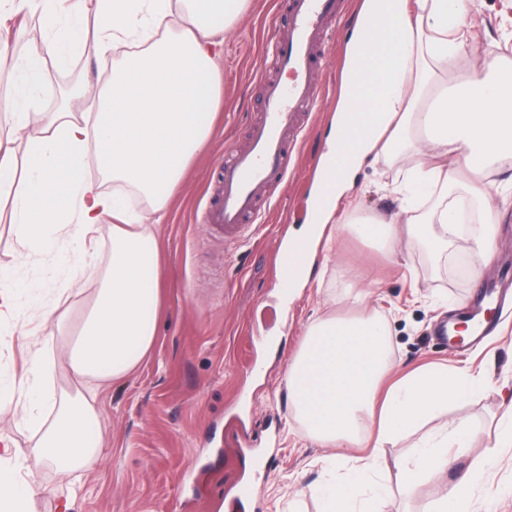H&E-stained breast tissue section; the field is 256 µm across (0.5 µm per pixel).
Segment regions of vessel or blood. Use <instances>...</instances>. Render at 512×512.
<instances>
[{"mask_svg":"<svg viewBox=\"0 0 512 512\" xmlns=\"http://www.w3.org/2000/svg\"><path fill=\"white\" fill-rule=\"evenodd\" d=\"M342 0H285L287 32L268 43L278 70L291 74L289 86L263 84V108L250 127L248 152H227L221 181V203L210 210L208 222L225 236L237 235L247 219L259 216L257 201L267 187L283 181L293 149L302 134V109L319 97L310 79L319 68L328 44L330 20L341 14Z\"/></svg>","mask_w":512,"mask_h":512,"instance_id":"b4317fda","label":"vessel or blood"}]
</instances>
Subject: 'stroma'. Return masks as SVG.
Instances as JSON below:
<instances>
[{
    "instance_id": "35a3bbf8",
    "label": "stroma",
    "mask_w": 512,
    "mask_h": 512,
    "mask_svg": "<svg viewBox=\"0 0 512 512\" xmlns=\"http://www.w3.org/2000/svg\"><path fill=\"white\" fill-rule=\"evenodd\" d=\"M276 2L251 0L246 16L224 35V92L215 132L190 162L164 223L155 227L162 242L164 286L155 344L130 376L102 396L104 452L84 477L73 512H220L245 481L254 491L239 512H317L314 492L328 478L329 451L304 436L294 420L286 373L306 326L318 317L348 312L351 288L368 290L369 306L387 317L394 374L425 363H474L491 378L490 390L449 407L428 424L438 431L465 420L478 432L469 447L454 449L456 466L444 478L420 480L406 491L394 461L408 453L418 435L381 448L382 477L394 493L390 512H429L460 469L493 442L505 402L512 398V307L499 313L496 332L477 347L452 350L435 333L440 321L466 311L483 286L512 282L506 266L512 260L511 194L495 199L502 214L497 251L481 277L471 276L462 258L434 260L410 240L391 255L344 236L333 253H318L315 269L322 280H310L291 295L281 286V249L289 233L309 221L346 47L364 0H345L327 58L312 73L320 98L305 120L271 212L233 240L207 226L224 154L247 149L251 120L262 109L265 46L288 26ZM501 10L502 0H484L473 20L477 58L512 62V49L495 46ZM6 27L0 36L9 43L8 58L0 62V98L10 90L15 60L46 37L38 17L25 12ZM111 72V59L99 62L91 55L47 65L41 111H57L61 89L78 83L83 93L72 110L92 118V103ZM399 169L383 157L361 170L354 194L363 209L396 212L385 186L398 179ZM107 259V248H100L82 274L49 253L33 262L18 253L8 222H0V269L35 282L47 300L70 314L56 336L73 334ZM474 503L475 512H512V459H499L481 478Z\"/></svg>"
}]
</instances>
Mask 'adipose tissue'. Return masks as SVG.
I'll use <instances>...</instances> for the list:
<instances>
[{
  "label": "adipose tissue",
  "mask_w": 512,
  "mask_h": 512,
  "mask_svg": "<svg viewBox=\"0 0 512 512\" xmlns=\"http://www.w3.org/2000/svg\"><path fill=\"white\" fill-rule=\"evenodd\" d=\"M249 0H70L66 17L81 29L94 16L93 42L79 32L53 37L15 64L0 113V195L10 199V231L27 253L65 254L73 269L94 252L104 216L109 260L65 346L73 390L55 397L50 387L54 335L26 345L19 380L0 382V411L18 408L38 443L15 456L0 436V512H32L52 467L83 476L97 463L104 426L97 402L103 388L130 375L153 347L159 322L162 247L154 229L192 157L208 142L220 102L216 49L226 30L245 15ZM482 0H365L353 28L342 91L328 136L324 165L334 180L318 184L315 221L290 234L308 244L295 283L309 281L318 252H331L347 233L389 250L409 238L435 257L467 253L472 274L492 261L500 213L490 187L512 191V63L470 61L463 79L451 75L469 59L475 34L468 22ZM124 46L112 79L94 103L93 120L73 112L43 114L39 80L48 60ZM38 122L39 134L18 151L21 130ZM94 152L113 191L87 180L83 161ZM392 155L405 165L400 213L386 218L353 209L337 223L338 204L359 171ZM142 197L154 215L147 224L126 196ZM29 284L0 271V329L14 331ZM353 309L310 324L288 364L286 382L304 433L350 461L347 472L319 491L321 512H385L392 491L379 481V449L421 428L449 404L490 386L471 368L424 365L386 384L391 333L385 317L368 307L362 291L349 292ZM475 430L458 422L423 437L398 470L406 485L443 477L453 448ZM512 451V406L499 420L490 448L475 458L441 500L437 512H473L472 490L484 469Z\"/></svg>",
  "instance_id": "1"
}]
</instances>
